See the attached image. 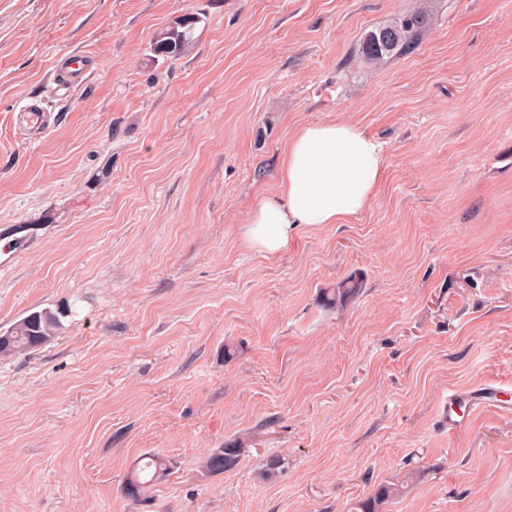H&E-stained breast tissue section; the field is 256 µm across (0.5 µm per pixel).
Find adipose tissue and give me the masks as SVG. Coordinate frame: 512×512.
<instances>
[{
	"instance_id": "adipose-tissue-1",
	"label": "adipose tissue",
	"mask_w": 512,
	"mask_h": 512,
	"mask_svg": "<svg viewBox=\"0 0 512 512\" xmlns=\"http://www.w3.org/2000/svg\"><path fill=\"white\" fill-rule=\"evenodd\" d=\"M380 144L361 128L322 122L299 128L285 151L278 191L253 207L243 236L274 254L297 224H338L361 213L382 178Z\"/></svg>"
}]
</instances>
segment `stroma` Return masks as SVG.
<instances>
[{"instance_id": "1", "label": "stroma", "mask_w": 512, "mask_h": 512, "mask_svg": "<svg viewBox=\"0 0 512 512\" xmlns=\"http://www.w3.org/2000/svg\"><path fill=\"white\" fill-rule=\"evenodd\" d=\"M420 4L415 49L368 63ZM195 12V47L156 55ZM328 121L381 144L374 197L259 251L289 137ZM64 303L0 356V512H353L383 485L382 512H512V0H0V331ZM481 387L502 406L449 430ZM146 454L169 473L134 499ZM94 59L84 52H73L57 65V76L66 89L82 84L92 71ZM67 313L68 310L65 307L58 308L55 312L51 310L35 311L4 331L3 334L11 336L12 345L15 348L14 354H21L43 345L54 336L60 325V317H65ZM9 336H1L0 356L10 354L14 350ZM38 336H46L47 340L38 343ZM479 391L452 393L448 395V428L450 430L457 429L461 426L465 416V412L461 411V405L464 402L470 403V406H477L485 402H495V400L485 395H475V393Z\"/></svg>"}]
</instances>
